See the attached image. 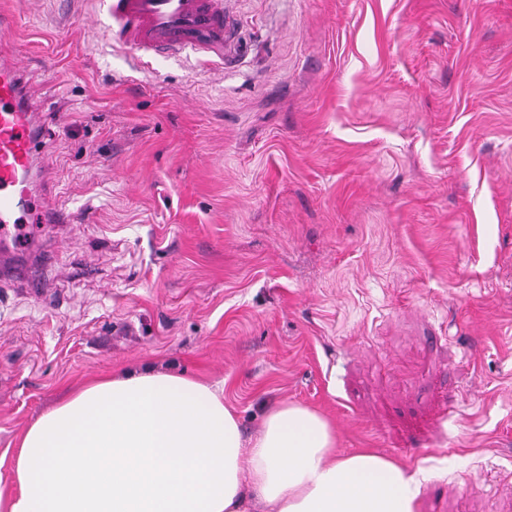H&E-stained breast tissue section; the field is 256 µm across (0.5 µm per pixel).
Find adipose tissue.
Returning a JSON list of instances; mask_svg holds the SVG:
<instances>
[{
  "mask_svg": "<svg viewBox=\"0 0 512 512\" xmlns=\"http://www.w3.org/2000/svg\"><path fill=\"white\" fill-rule=\"evenodd\" d=\"M428 476L295 402L244 439L222 388L150 368L72 393L25 433L0 512H418Z\"/></svg>",
  "mask_w": 512,
  "mask_h": 512,
  "instance_id": "adipose-tissue-1",
  "label": "adipose tissue"
}]
</instances>
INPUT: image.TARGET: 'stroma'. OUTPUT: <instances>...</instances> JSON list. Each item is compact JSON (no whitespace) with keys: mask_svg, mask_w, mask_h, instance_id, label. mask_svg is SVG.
I'll return each instance as SVG.
<instances>
[{"mask_svg":"<svg viewBox=\"0 0 512 512\" xmlns=\"http://www.w3.org/2000/svg\"><path fill=\"white\" fill-rule=\"evenodd\" d=\"M67 223L0 281V492L73 389L151 367L244 435L320 410L435 458L419 512H512V0H224L223 65L102 0H0Z\"/></svg>","mask_w":512,"mask_h":512,"instance_id":"obj_1","label":"stroma"}]
</instances>
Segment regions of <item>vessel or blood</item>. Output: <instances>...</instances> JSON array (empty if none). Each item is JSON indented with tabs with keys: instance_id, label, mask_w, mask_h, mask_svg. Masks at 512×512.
<instances>
[{
	"instance_id": "1",
	"label": "vessel or blood",
	"mask_w": 512,
	"mask_h": 512,
	"mask_svg": "<svg viewBox=\"0 0 512 512\" xmlns=\"http://www.w3.org/2000/svg\"><path fill=\"white\" fill-rule=\"evenodd\" d=\"M114 41L137 54L223 57L224 0H107ZM15 47L0 48V245L27 223L36 189L43 122L19 69Z\"/></svg>"
}]
</instances>
